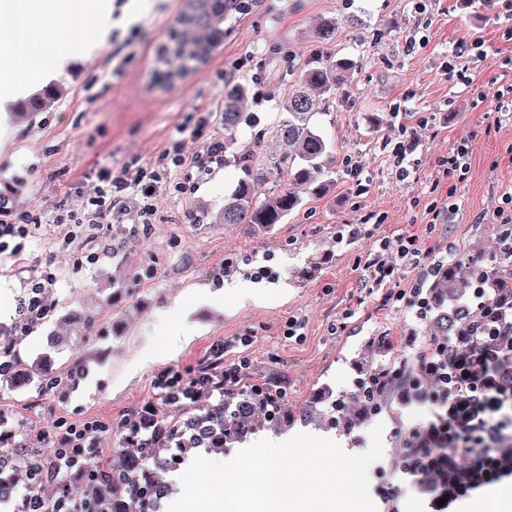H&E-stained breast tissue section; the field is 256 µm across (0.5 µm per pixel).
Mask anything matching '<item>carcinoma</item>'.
<instances>
[{
	"label": "carcinoma",
	"instance_id": "carcinoma-1",
	"mask_svg": "<svg viewBox=\"0 0 512 512\" xmlns=\"http://www.w3.org/2000/svg\"><path fill=\"white\" fill-rule=\"evenodd\" d=\"M239 0H191L188 14L180 21L173 52L178 68L209 52L224 35V24L238 10ZM355 61L334 58L318 52L303 71L288 85V93L278 104L280 120L251 148L235 146L234 133L243 121L241 112L246 95L235 88L224 100V165L238 170L237 181L224 193V206L214 215L204 212L197 222L212 224H259L269 228L284 224L300 212L310 197L325 195L335 181L336 170L328 164L332 145L318 125L326 105L347 97V82ZM512 227L497 232L496 249L503 253L493 266L479 264L465 246H453L448 260L433 266L424 283L429 301L422 332L426 336L448 339L449 345L463 352L470 348L468 329L482 327L488 310L503 303L512 304ZM477 286L490 289L487 305L476 310L469 296ZM380 340L369 338L360 357V377L364 378L370 399L358 392L335 400L316 398L302 408L303 421L329 423L346 434L353 432L371 416L372 406L392 402L396 385L379 378L383 370L396 368L404 355L376 363ZM270 415L263 397L252 384L240 382L224 391L221 400L173 419L160 417L144 426L135 416L124 426L122 442L112 449L118 464L99 462L112 495L103 497L109 512H158L167 495L169 461L188 456L198 448L222 451L234 447L266 427L270 421L288 422V410L274 404Z\"/></svg>",
	"mask_w": 512,
	"mask_h": 512
}]
</instances>
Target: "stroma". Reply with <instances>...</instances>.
Instances as JSON below:
<instances>
[{
  "label": "stroma",
  "instance_id": "stroma-1",
  "mask_svg": "<svg viewBox=\"0 0 512 512\" xmlns=\"http://www.w3.org/2000/svg\"><path fill=\"white\" fill-rule=\"evenodd\" d=\"M188 7V0H112L109 41L92 55L75 56L56 80L63 96L20 118L10 146L0 151V187L11 190L0 218L29 212L39 219L21 257L0 258V285L12 300L0 326L11 334L20 366L47 356L53 373L65 377L53 389L37 377L0 387V430L7 434L0 455L10 460L0 481L24 483L17 463L23 454L50 455L51 443L36 433L58 417L109 424L98 445L112 449L117 428L144 405L180 414L182 405L165 404L154 386L165 372L188 375L219 358L228 366L245 358L250 378L283 390L290 408L322 389L351 390L368 338H387L385 361L414 327L402 303L366 288L361 258L412 235L429 263L452 244L466 245L483 263L496 259L489 246L496 212L512 189V119L490 95L501 75L498 61L512 56L506 19L481 0H260L232 15L223 45L205 62L166 83L159 79L170 67L163 49ZM324 18L340 21L326 53L358 63L348 97L320 119L335 146V186L270 229L199 224L202 209L223 206L236 173L222 167L206 175L185 166L157 196L154 224L136 232L102 218L90 244L99 259L78 266L58 217L83 213L96 172L152 162L182 126L223 137L224 94L235 86L249 91L244 111L260 127L272 126L277 100L288 90L285 77L306 66ZM463 40L479 41V58L454 60ZM257 94L262 104H255ZM413 136L420 141L416 173L402 181L390 155ZM463 142L469 170L463 179H447L438 161ZM355 165L362 169L356 177ZM449 200L457 205L450 221L430 223V207ZM359 222L362 236L341 242L347 225ZM46 267L56 276L47 295L54 309L27 330L19 301ZM228 277L284 284L288 292L273 304L241 307L220 293ZM193 290L212 298L191 307L187 336L143 364L147 348L170 342L169 313ZM293 317L303 326L289 336ZM247 331L250 343L239 345ZM425 414L401 405L379 414L381 465Z\"/></svg>",
  "mask_w": 512,
  "mask_h": 512
}]
</instances>
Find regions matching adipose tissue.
I'll use <instances>...</instances> for the list:
<instances>
[{"label": "adipose tissue", "mask_w": 512, "mask_h": 512, "mask_svg": "<svg viewBox=\"0 0 512 512\" xmlns=\"http://www.w3.org/2000/svg\"><path fill=\"white\" fill-rule=\"evenodd\" d=\"M88 0H0V104L27 96L36 80L69 64L70 34L93 22L98 42L112 33V14H90Z\"/></svg>", "instance_id": "ef3b65f1"}]
</instances>
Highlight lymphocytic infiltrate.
Instances as JSON below:
<instances>
[{"mask_svg":"<svg viewBox=\"0 0 512 512\" xmlns=\"http://www.w3.org/2000/svg\"><path fill=\"white\" fill-rule=\"evenodd\" d=\"M191 135L199 140L193 160L185 159L183 140L178 137L170 139L153 162L99 169L94 192L85 202L88 213L96 218L109 214L121 224L153 223V193L161 189L173 169L189 161L198 172L208 174L224 162L223 139L202 137L197 129ZM404 259L420 266L417 238H399L395 255L365 259L363 269L369 286L378 289L392 285L397 279V263ZM448 349L447 341L429 340L417 350L413 363L400 365L392 373L410 388L406 404L429 407L431 417L408 430L409 439H423L424 447H408L404 462L388 470L383 494L387 512H400L401 489L394 482L398 473L446 476L449 458L461 451L469 455L471 466L456 481L454 497L467 495L487 479L512 475V466L497 456L498 447L512 440V394L496 380L495 352L475 347L452 355ZM248 368V361L242 359L221 371L201 370L190 376L166 372L155 385L167 403L189 405L238 383ZM108 429V424L99 420L71 422L62 418L51 430L39 432L40 440L53 442L54 452L45 466L34 470L35 488L24 496L18 512H41L40 489L47 480L74 474L85 485L95 484L98 474L88 460L99 456L94 443Z\"/></svg>","mask_w":512,"mask_h":512,"instance_id":"1","label":"lymphocytic infiltrate"}]
</instances>
